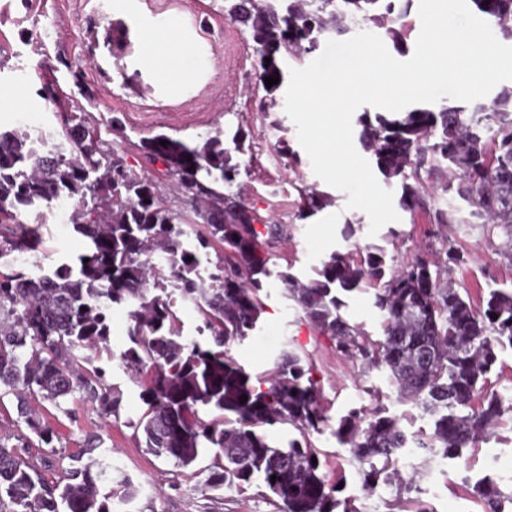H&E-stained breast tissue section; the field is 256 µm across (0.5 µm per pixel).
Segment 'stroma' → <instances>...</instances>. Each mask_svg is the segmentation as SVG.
<instances>
[{
  "mask_svg": "<svg viewBox=\"0 0 512 512\" xmlns=\"http://www.w3.org/2000/svg\"><path fill=\"white\" fill-rule=\"evenodd\" d=\"M188 48L177 82L163 78L142 56L141 45L162 23ZM126 31L130 47L122 59L110 52L113 29ZM55 93L40 96L45 85ZM264 90L259 83L254 43L249 33L224 14V0H0V96L13 104L0 108V129H13L18 113L33 114V128L61 130L71 116L99 130L110 158L122 161L138 175L154 181L175 209H188L187 199L172 194L174 176L161 161L144 152L143 139L160 134L187 142L214 128H243L246 149L238 155L240 176L233 187L262 223L283 224L285 238L271 241L268 266L272 272L265 307L253 336L229 348L251 375L273 367L291 347L306 351L332 418L354 407L371 406L362 391L367 380L360 365L340 355L329 337L313 333L300 312L282 293L279 272L307 277L313 266L335 251L354 246L385 249L396 265L435 246L425 212H401L399 221L369 236L367 214L346 206V193L331 189L333 203L315 216L298 217L302 185L317 183L308 155L289 168L278 141H296L292 120L283 112H259ZM71 209L40 206L22 211L23 223L39 226L41 244L34 258L46 268L75 261L84 250L83 238L71 227ZM360 221L354 240L343 239L345 220ZM466 262L454 273L457 288L481 302L492 288L512 287V265L502 263L474 224H452ZM126 323L115 316L110 346L116 356L102 359L109 383L120 387L123 402L118 420H104L90 403L77 399L66 410L46 406L41 414L58 433L52 448L26 449L25 458L38 465L47 481H55L88 436L104 440L97 454L114 464L113 480L129 479L131 502H113L114 512H273L262 497L263 485L246 491L226 488L205 496L209 453L183 469L173 461L148 454L142 433L134 425L145 409L141 389L123 367L117 353L126 343ZM497 478L503 491L512 490V433L481 442L470 467L453 460L434 461L420 486L434 512H483L479 500L462 485L463 475Z\"/></svg>",
  "mask_w": 512,
  "mask_h": 512,
  "instance_id": "35a3bbf8",
  "label": "stroma"
}]
</instances>
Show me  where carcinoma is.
Masks as SVG:
<instances>
[{
	"label": "carcinoma",
	"instance_id": "obj_1",
	"mask_svg": "<svg viewBox=\"0 0 512 512\" xmlns=\"http://www.w3.org/2000/svg\"><path fill=\"white\" fill-rule=\"evenodd\" d=\"M225 14L250 33L258 56V79L279 77L264 88L261 112L284 108L280 91L286 62L314 53L323 35L361 30L381 34L394 50H409L407 23L412 0H226ZM494 35L512 42V0H471ZM271 58L265 62V58ZM357 139L387 186L398 183V204L406 212H428L439 248L393 267L379 247L356 257L332 253L311 275H278L302 319L334 340L336 350L376 371L401 403L420 409L430 425L410 432L405 417L380 401L353 408L332 434L348 447V463L370 496L382 487L395 493L393 505L433 512L411 493L429 462L460 459L463 450L493 434L512 412V390L489 388L500 354L512 351V289L492 288L473 306L455 288L452 274L464 258L450 224H479L488 244L512 265V87L487 104H413L393 112L362 111ZM67 147L44 153L47 135L30 129L0 130V387L13 394L17 410L40 443L55 432L32 403L61 406L70 396L97 404L105 418H119L122 392L95 365L110 347L112 315L125 314L127 345L119 357L142 388L146 409L136 428L156 457L186 468L203 448L215 449L205 487L240 490L263 482L278 512H358L347 486L323 472L320 452L307 438L328 426L307 355L293 348L257 378L229 355V346L257 329L271 271L265 239H281V224L256 227L257 217L231 188L239 164L217 131L189 143L167 136L142 148L176 176L177 193L191 202L186 213L167 204L152 180L109 160L98 134L80 124L62 131ZM166 145H161V142ZM446 195L427 205L425 181ZM301 217L332 204L317 185L299 191ZM79 197L73 230L85 240L76 261L54 268L29 267L20 258L34 250L37 230L17 221L22 208L50 206ZM91 198V204L85 198ZM220 247L224 257L212 269L201 253ZM161 254L166 267L152 258ZM369 284L380 318L376 339L345 314L347 294ZM201 314L209 339L183 335L176 302ZM247 396L241 402V396ZM291 425L301 438L272 444L259 428ZM424 453L406 472L408 444ZM95 435L72 457L61 481L45 482L16 447L0 442V512H112V500H129V484L112 487V462L93 456ZM317 462H312V458ZM276 479H271V476ZM472 493L486 512H504V495L493 479H481Z\"/></svg>",
	"mask_w": 512,
	"mask_h": 512
}]
</instances>
